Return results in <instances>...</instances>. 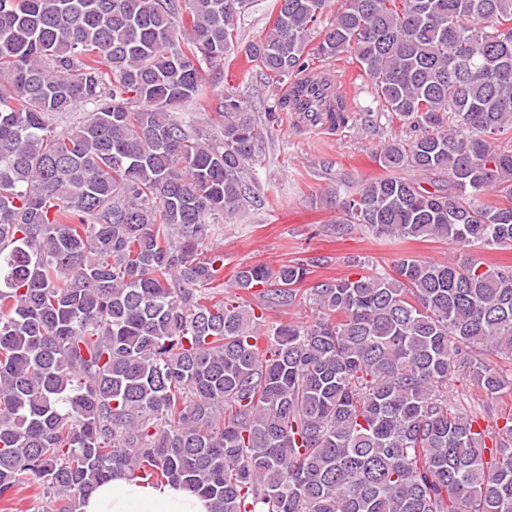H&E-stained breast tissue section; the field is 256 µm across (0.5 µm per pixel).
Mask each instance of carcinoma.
Here are the masks:
<instances>
[{"label":"carcinoma","instance_id":"cac0c4a2","mask_svg":"<svg viewBox=\"0 0 512 512\" xmlns=\"http://www.w3.org/2000/svg\"><path fill=\"white\" fill-rule=\"evenodd\" d=\"M328 3L275 0L242 56L279 81L354 57L413 135L337 232L464 257L326 278L310 323L261 332L309 263L242 266L233 301L203 249L263 202L254 113L202 77L250 0H0L1 498L33 479L81 512L123 474L211 512H512V417L477 428L449 385L512 386L484 361H512V267L471 255L512 246V0H341L322 28ZM324 99L301 85L266 121Z\"/></svg>","mask_w":512,"mask_h":512}]
</instances>
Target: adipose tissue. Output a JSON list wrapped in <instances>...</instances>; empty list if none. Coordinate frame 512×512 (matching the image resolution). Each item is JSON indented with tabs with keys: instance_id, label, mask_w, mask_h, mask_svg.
Wrapping results in <instances>:
<instances>
[{
	"instance_id": "adipose-tissue-1",
	"label": "adipose tissue",
	"mask_w": 512,
	"mask_h": 512,
	"mask_svg": "<svg viewBox=\"0 0 512 512\" xmlns=\"http://www.w3.org/2000/svg\"><path fill=\"white\" fill-rule=\"evenodd\" d=\"M81 512H210V502L178 484L116 475L85 499Z\"/></svg>"
}]
</instances>
